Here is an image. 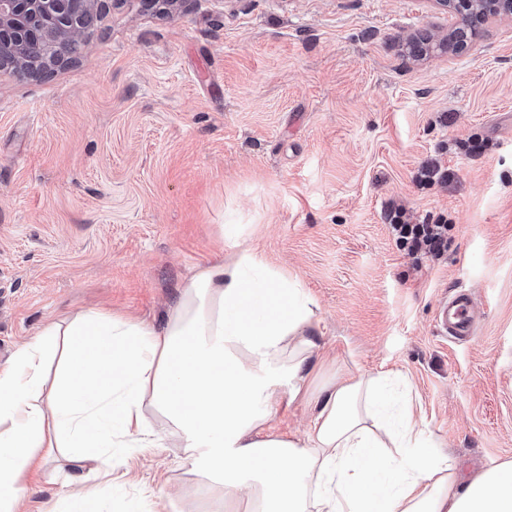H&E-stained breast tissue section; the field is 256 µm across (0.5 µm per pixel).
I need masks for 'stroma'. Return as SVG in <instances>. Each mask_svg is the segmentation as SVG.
Listing matches in <instances>:
<instances>
[{
    "label": "stroma",
    "instance_id": "obj_1",
    "mask_svg": "<svg viewBox=\"0 0 512 512\" xmlns=\"http://www.w3.org/2000/svg\"><path fill=\"white\" fill-rule=\"evenodd\" d=\"M456 23L437 0H114L53 76L0 71V365L89 309L163 328L230 232L317 303L318 382L401 372L428 456L464 477L512 463V18L408 54ZM434 160L450 179L420 185ZM392 203L451 220L441 259L396 246ZM462 287L481 316L456 340L435 318ZM152 423L165 447L89 478L47 454L25 512L100 488V512H205Z\"/></svg>",
    "mask_w": 512,
    "mask_h": 512
}]
</instances>
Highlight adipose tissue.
I'll list each match as a JSON object with an SVG mask.
<instances>
[{
    "label": "adipose tissue",
    "mask_w": 512,
    "mask_h": 512,
    "mask_svg": "<svg viewBox=\"0 0 512 512\" xmlns=\"http://www.w3.org/2000/svg\"><path fill=\"white\" fill-rule=\"evenodd\" d=\"M229 263L184 285L163 330L90 310L47 328L0 367V512H17L55 448L70 464L134 441L161 448L164 417L224 512H512V465L459 480L429 459L426 431L386 406L384 376L313 388L318 306L228 236ZM313 400L305 437L274 431L280 409Z\"/></svg>",
    "instance_id": "ef3b65f1"
}]
</instances>
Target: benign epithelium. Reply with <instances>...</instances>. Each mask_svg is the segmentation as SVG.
<instances>
[{
  "mask_svg": "<svg viewBox=\"0 0 512 512\" xmlns=\"http://www.w3.org/2000/svg\"><path fill=\"white\" fill-rule=\"evenodd\" d=\"M459 24L448 35V50L462 53L491 16H512V0H442ZM110 0H0V69L44 78L72 62L82 36L109 8ZM434 37H413L414 57L427 54Z\"/></svg>",
  "mask_w": 512,
  "mask_h": 512,
  "instance_id": "7a95c632",
  "label": "benign epithelium"
}]
</instances>
